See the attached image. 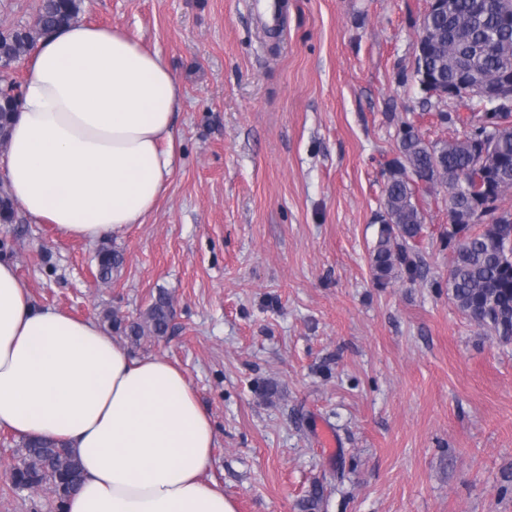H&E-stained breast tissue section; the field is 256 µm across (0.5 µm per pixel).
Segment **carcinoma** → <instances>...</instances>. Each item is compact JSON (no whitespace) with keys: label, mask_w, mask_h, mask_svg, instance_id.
<instances>
[{"label":"carcinoma","mask_w":512,"mask_h":512,"mask_svg":"<svg viewBox=\"0 0 512 512\" xmlns=\"http://www.w3.org/2000/svg\"><path fill=\"white\" fill-rule=\"evenodd\" d=\"M81 0H41L30 26L0 32V70L8 69L32 50L37 40L51 30L74 22ZM432 44L427 65L449 82H457L464 70L479 73L485 83L512 80V0L493 6L483 0H454L452 14H439L427 22ZM21 85H6L0 79V142L6 141ZM504 133L493 144L485 160L475 154L473 139L486 133L473 124L461 139L431 142L410 120L398 127L394 157L385 161L386 184L378 240L370 261L374 280L386 285L406 276L420 275V258L414 242L424 217L418 207L419 193L440 187L448 194V247L452 261L448 291L457 308L470 320L500 340L512 341V210L501 206L512 190V111L504 116ZM423 175L428 187H416L409 175ZM16 206L9 192L0 188V223L11 224ZM98 279L112 281L113 272L124 262L123 254L108 245L95 255ZM173 305L160 291L142 319L126 320L107 311L104 319L115 332L135 342L145 336H166L172 322ZM81 479V468L69 450L53 441L23 443L13 473L17 487L53 486L57 509L63 510L68 493Z\"/></svg>","instance_id":"1"}]
</instances>
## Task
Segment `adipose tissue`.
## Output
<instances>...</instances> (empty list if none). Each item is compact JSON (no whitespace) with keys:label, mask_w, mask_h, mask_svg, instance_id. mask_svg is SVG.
I'll use <instances>...</instances> for the list:
<instances>
[{"label":"adipose tissue","mask_w":512,"mask_h":512,"mask_svg":"<svg viewBox=\"0 0 512 512\" xmlns=\"http://www.w3.org/2000/svg\"><path fill=\"white\" fill-rule=\"evenodd\" d=\"M180 88L117 27H60L28 61L0 177L21 210L97 242L143 223L178 166ZM0 430L63 442L83 478L65 512H236L208 478L214 429L185 373L131 357L94 319L32 300L0 260Z\"/></svg>","instance_id":"ef3b65f1"}]
</instances>
